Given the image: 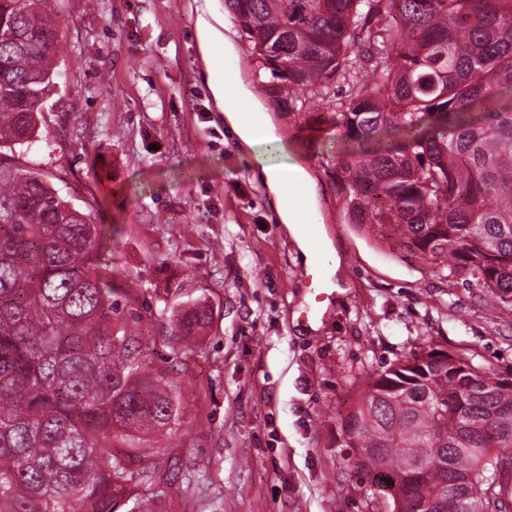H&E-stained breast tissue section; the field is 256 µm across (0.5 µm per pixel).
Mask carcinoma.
<instances>
[{
	"instance_id": "carcinoma-1",
	"label": "carcinoma",
	"mask_w": 512,
	"mask_h": 512,
	"mask_svg": "<svg viewBox=\"0 0 512 512\" xmlns=\"http://www.w3.org/2000/svg\"><path fill=\"white\" fill-rule=\"evenodd\" d=\"M44 0H0V512H116L148 472L141 433L169 428L167 383L141 371L96 269L100 224L7 153L56 87ZM260 88L342 128L332 172L350 224L462 268L512 311V0H224ZM341 81L333 112L311 100ZM211 319L195 304L176 335ZM416 352L377 374L339 422L355 465L397 483L408 512H512V365ZM121 448L116 454L113 449ZM479 484L481 500L468 488Z\"/></svg>"
}]
</instances>
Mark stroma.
Wrapping results in <instances>:
<instances>
[{
    "label": "stroma",
    "instance_id": "obj_1",
    "mask_svg": "<svg viewBox=\"0 0 512 512\" xmlns=\"http://www.w3.org/2000/svg\"><path fill=\"white\" fill-rule=\"evenodd\" d=\"M224 0H45L58 29L57 87L39 134L14 163L110 228L102 266L141 344L142 365L176 393L170 431L145 435L161 461L118 512H367L374 480L354 471L336 426L371 378L434 346L482 370L512 364V312L487 307L464 273L348 223L331 172L339 131L320 147L270 108L285 149L321 192L341 244V293L320 302L204 78L201 5ZM209 325L179 341L193 304ZM318 329H310V322Z\"/></svg>",
    "mask_w": 512,
    "mask_h": 512
}]
</instances>
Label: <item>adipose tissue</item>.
I'll return each instance as SVG.
<instances>
[{
    "label": "adipose tissue",
    "instance_id": "adipose-tissue-1",
    "mask_svg": "<svg viewBox=\"0 0 512 512\" xmlns=\"http://www.w3.org/2000/svg\"><path fill=\"white\" fill-rule=\"evenodd\" d=\"M197 39L204 61L205 81L215 104L223 112L224 120L236 136L241 151L254 154V169L267 191L277 222L283 224L285 231L295 241L303 260H310L314 241H321L323 251L331 258L329 265L322 269V285L335 288L341 269L337 246L325 233L315 236L308 234L300 224L304 218L312 224L322 221L315 180L301 163L296 162L285 167L269 160V153L277 151L281 146L279 131L266 115L261 101L249 84L226 74V64L236 54L233 31L225 25L223 19L206 11L198 20ZM216 42L224 45L223 57H215L210 52L211 44ZM285 169L289 170L296 183L305 186L306 192L302 197L289 198L288 187L281 175Z\"/></svg>",
    "mask_w": 512,
    "mask_h": 512
}]
</instances>
